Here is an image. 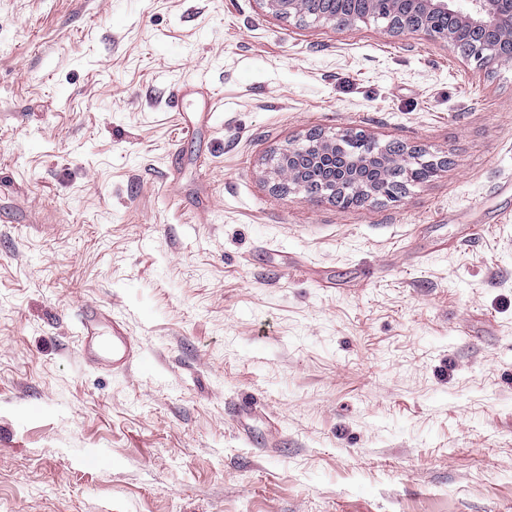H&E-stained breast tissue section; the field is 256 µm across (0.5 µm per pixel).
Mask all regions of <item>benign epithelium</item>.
<instances>
[{"instance_id":"obj_1","label":"benign epithelium","mask_w":512,"mask_h":512,"mask_svg":"<svg viewBox=\"0 0 512 512\" xmlns=\"http://www.w3.org/2000/svg\"><path fill=\"white\" fill-rule=\"evenodd\" d=\"M320 0H259L272 14L300 21L313 17L337 27H345L360 20L382 22L395 35L417 34L444 42L462 57L482 65L490 61H512V26L502 29L500 21L505 4L512 0H388L395 8L383 15L377 9L379 0H361L358 13L336 18L322 11L311 12L308 4ZM446 14L456 26L446 29L436 24L435 18ZM469 32L461 41L456 28ZM414 153L396 148L378 146L360 132L346 133L334 140L319 135L309 137L300 146L282 154L277 176L298 187L315 179L322 170H330V184L314 189L309 197L327 196L340 207L349 205L353 198L365 200L379 195L396 201L401 194L404 177L410 171Z\"/></svg>"}]
</instances>
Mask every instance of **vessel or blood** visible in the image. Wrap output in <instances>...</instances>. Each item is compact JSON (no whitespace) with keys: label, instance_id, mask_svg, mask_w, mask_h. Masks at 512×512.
Returning <instances> with one entry per match:
<instances>
[{"label":"vessel or blood","instance_id":"b4317fda","mask_svg":"<svg viewBox=\"0 0 512 512\" xmlns=\"http://www.w3.org/2000/svg\"><path fill=\"white\" fill-rule=\"evenodd\" d=\"M100 315L96 307L87 306L81 311L83 356L86 361L112 367L126 368L138 353L137 346L120 330L104 335L99 328Z\"/></svg>","mask_w":512,"mask_h":512}]
</instances>
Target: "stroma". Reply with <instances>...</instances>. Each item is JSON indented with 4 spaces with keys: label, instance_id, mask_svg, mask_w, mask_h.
<instances>
[{
    "label": "stroma",
    "instance_id": "1",
    "mask_svg": "<svg viewBox=\"0 0 512 512\" xmlns=\"http://www.w3.org/2000/svg\"><path fill=\"white\" fill-rule=\"evenodd\" d=\"M314 131L440 167L309 200L274 171ZM0 512H512V63L259 0H0ZM100 315L96 307L85 306L81 310L83 356L88 362L122 370L138 354L137 345L120 330L114 329L112 336H105L99 328Z\"/></svg>",
    "mask_w": 512,
    "mask_h": 512
}]
</instances>
